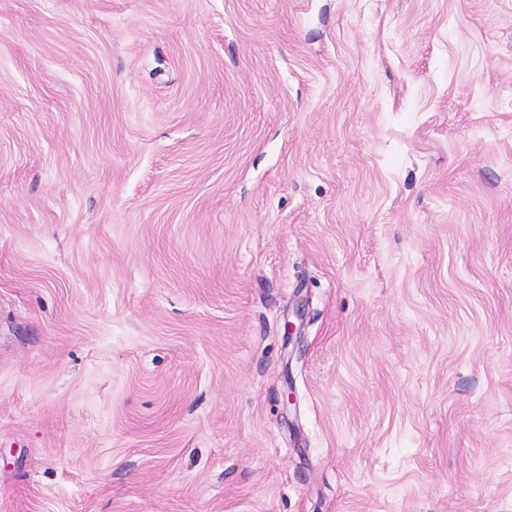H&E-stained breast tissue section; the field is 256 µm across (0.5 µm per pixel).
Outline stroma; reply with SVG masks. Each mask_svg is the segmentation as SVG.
<instances>
[{
	"mask_svg": "<svg viewBox=\"0 0 512 512\" xmlns=\"http://www.w3.org/2000/svg\"><path fill=\"white\" fill-rule=\"evenodd\" d=\"M0 512H512V0H0Z\"/></svg>",
	"mask_w": 512,
	"mask_h": 512,
	"instance_id": "obj_1",
	"label": "stroma"
}]
</instances>
